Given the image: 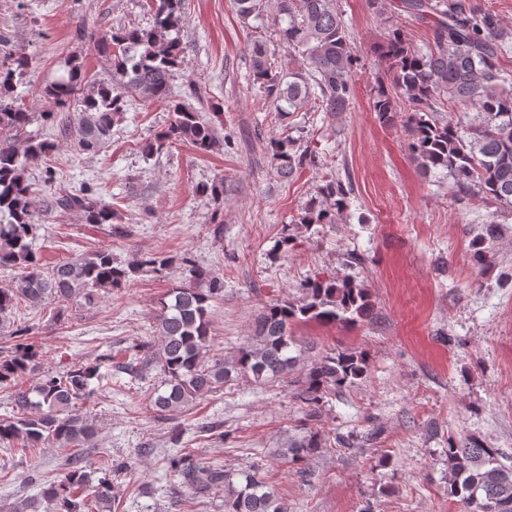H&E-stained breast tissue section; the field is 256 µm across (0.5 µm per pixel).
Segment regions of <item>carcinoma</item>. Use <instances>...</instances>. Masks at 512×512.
<instances>
[{"label":"carcinoma","instance_id":"cac0c4a2","mask_svg":"<svg viewBox=\"0 0 512 512\" xmlns=\"http://www.w3.org/2000/svg\"><path fill=\"white\" fill-rule=\"evenodd\" d=\"M184 0H149L150 26L122 27L111 32H90L99 53L112 60V82L85 91L86 73L79 57L64 61V74L45 90L53 109L43 113L53 121L57 113L75 107V140L84 152L98 151L112 137L113 127L126 112L128 100L163 102L172 112L169 125L142 145L149 158L170 144L183 142L207 154L217 144L214 126L173 91L183 47L177 33L186 23ZM238 15L247 20L262 15V0H233ZM278 15L288 19L278 28L280 40L292 48L299 66L275 72L265 45L250 44L252 83L264 99L285 114L307 107L336 116L349 109L353 96L351 75L356 62L349 35L336 0H277ZM399 10L419 21L433 23V42L427 52H416L398 30L382 46L389 62L388 76L394 92L378 89L372 109L389 120L403 99L410 110V157L423 174L444 170L453 179L459 200L475 197L512 208V91L501 64L506 32L497 15L477 11L463 0H401ZM7 66L0 67V266L19 271L16 287L0 289V334L9 337L6 354H0V388L9 391L12 414L0 418V442L25 452L45 446L61 448L69 455L63 476L44 486L34 497L16 502L11 512H112L115 497L106 478L93 484L92 472L83 464L82 448H89L97 428L84 412L94 391L93 381L104 378L101 365L77 363L62 372L47 371L28 385H19L34 372L39 351L27 327L11 329L14 307L39 306L47 300L59 303L93 298L100 290L121 288L150 267L167 268L170 260L153 255L127 265L117 264L112 253L97 251L91 257L71 258L45 267L32 248L36 233L35 193L28 170L55 149L37 137H23L33 113L13 96L14 78L22 76L29 56L3 48ZM476 115L463 129L437 118L442 101ZM268 154L279 176L292 177L306 165H317L316 155L299 150L290 139H272ZM355 194L352 182L336 178L317 187L319 200L300 217L302 224H334L350 206ZM54 206L76 211L87 224H112L117 213L93 194L92 188L72 192L59 188ZM499 234L486 224L472 242L473 257L480 260L486 245ZM299 301H276L257 315L252 336L233 355L203 361L210 342V308L224 292V282L214 277L208 289L179 285L169 290L156 317L159 344L139 345L116 368L132 376L156 370L161 387L150 394L160 417L178 412L218 385L238 377L267 381L289 375L299 356L292 326L316 321L321 324L355 323L371 311L365 289L347 280L315 276L302 285ZM366 358L355 352L329 353L306 369L296 398L306 407L305 416H318L324 398L363 378ZM325 446L313 431L287 439L276 449L278 456L297 466L309 461ZM450 494L461 512H512V467L500 461L496 448L484 447L471 436L448 441ZM167 471L181 485L197 493L222 486L224 512H289L288 503L256 474L243 472L244 483L235 487L223 468L203 465L187 455L167 458Z\"/></svg>","mask_w":512,"mask_h":512}]
</instances>
